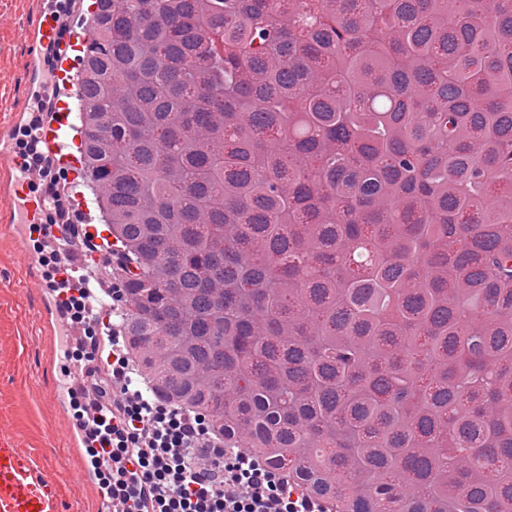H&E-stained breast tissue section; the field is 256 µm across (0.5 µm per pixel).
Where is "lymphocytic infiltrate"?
<instances>
[{"label": "lymphocytic infiltrate", "mask_w": 512, "mask_h": 512, "mask_svg": "<svg viewBox=\"0 0 512 512\" xmlns=\"http://www.w3.org/2000/svg\"><path fill=\"white\" fill-rule=\"evenodd\" d=\"M52 286L72 321L92 323L89 282L68 269H52ZM95 395L79 404L76 425L84 434L100 485L116 502L115 512H323L248 451L225 448L212 437L200 414L176 409L131 385L127 348L113 341L111 387H104L95 358L61 337Z\"/></svg>", "instance_id": "obj_1"}]
</instances>
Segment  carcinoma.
<instances>
[{
	"label": "carcinoma",
	"instance_id": "cac0c4a2",
	"mask_svg": "<svg viewBox=\"0 0 512 512\" xmlns=\"http://www.w3.org/2000/svg\"><path fill=\"white\" fill-rule=\"evenodd\" d=\"M95 4L143 387L327 512H512V0Z\"/></svg>",
	"mask_w": 512,
	"mask_h": 512
}]
</instances>
